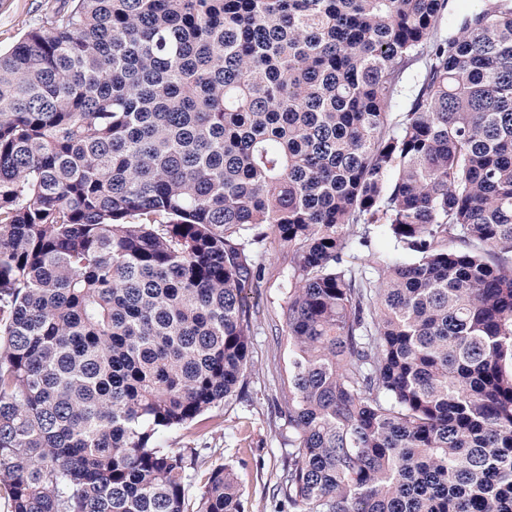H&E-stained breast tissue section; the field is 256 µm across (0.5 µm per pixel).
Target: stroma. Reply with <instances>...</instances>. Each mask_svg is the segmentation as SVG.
I'll return each mask as SVG.
<instances>
[{
    "label": "stroma",
    "instance_id": "1",
    "mask_svg": "<svg viewBox=\"0 0 512 512\" xmlns=\"http://www.w3.org/2000/svg\"><path fill=\"white\" fill-rule=\"evenodd\" d=\"M58 0H0V52L8 51L25 34L39 27ZM266 275L254 288L259 301L254 317L247 400L232 399L215 409V418L201 426L164 432L162 447L199 449L193 489H200L209 471L231 464L244 491L246 512H274L272 490L287 460L288 429L273 413L278 377L288 364L285 337L276 336L281 304L288 286V265L277 242L254 247Z\"/></svg>",
    "mask_w": 512,
    "mask_h": 512
}]
</instances>
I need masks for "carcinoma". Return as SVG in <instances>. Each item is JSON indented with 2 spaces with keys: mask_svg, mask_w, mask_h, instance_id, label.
Segmentation results:
<instances>
[{
  "mask_svg": "<svg viewBox=\"0 0 512 512\" xmlns=\"http://www.w3.org/2000/svg\"><path fill=\"white\" fill-rule=\"evenodd\" d=\"M446 5L62 0L0 53L6 512H190L157 439L246 395L270 234L276 506L512 512V0ZM489 0H448L447 9L436 31L438 36H446L457 31L461 18L472 8L484 6ZM424 71V60L420 59L411 66L406 75L402 92L396 97L389 109V112H405L409 107L410 100L415 91L416 86L421 80Z\"/></svg>",
  "mask_w": 512,
  "mask_h": 512,
  "instance_id": "carcinoma-1",
  "label": "carcinoma"
}]
</instances>
